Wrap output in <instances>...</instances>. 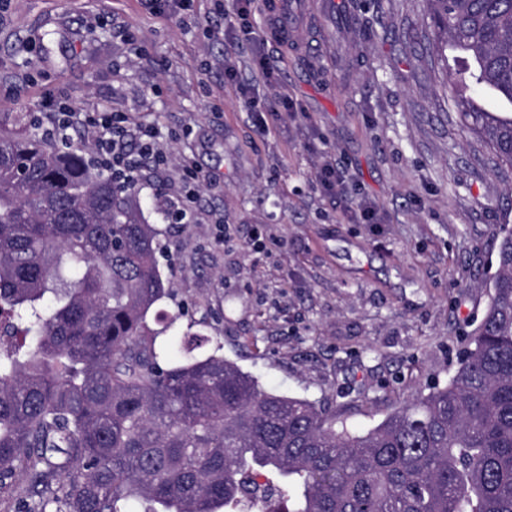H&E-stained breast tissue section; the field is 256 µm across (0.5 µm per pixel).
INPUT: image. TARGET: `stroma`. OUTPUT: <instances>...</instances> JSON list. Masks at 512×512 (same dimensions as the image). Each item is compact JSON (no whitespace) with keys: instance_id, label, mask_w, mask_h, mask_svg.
Instances as JSON below:
<instances>
[{"instance_id":"1","label":"stroma","mask_w":512,"mask_h":512,"mask_svg":"<svg viewBox=\"0 0 512 512\" xmlns=\"http://www.w3.org/2000/svg\"><path fill=\"white\" fill-rule=\"evenodd\" d=\"M291 6L289 47L255 15L276 64L264 83L246 35L224 34L232 0L174 14L151 0H0V128L44 117L50 94L156 127L166 162L139 201L167 237L172 336L197 323L265 388L368 429L455 370L497 271L495 228L512 223V175L483 163L448 110L454 89L423 71L422 0ZM341 8L357 25L337 23ZM285 97L288 118L276 114ZM327 155L344 176L334 196L316 180ZM185 158L211 180L177 224L167 202ZM361 197L383 223L352 222L346 206Z\"/></svg>"}]
</instances>
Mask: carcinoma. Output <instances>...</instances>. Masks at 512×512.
I'll list each match as a JSON object with an SVG mask.
<instances>
[{
    "label": "carcinoma",
    "instance_id": "carcinoma-1",
    "mask_svg": "<svg viewBox=\"0 0 512 512\" xmlns=\"http://www.w3.org/2000/svg\"><path fill=\"white\" fill-rule=\"evenodd\" d=\"M442 84L512 105V0H425ZM512 171V113L455 96ZM0 130V495L12 512H512V229L478 326L444 385L359 431L326 403L263 390L201 332L180 356L161 232L130 182L47 133Z\"/></svg>",
    "mask_w": 512,
    "mask_h": 512
}]
</instances>
